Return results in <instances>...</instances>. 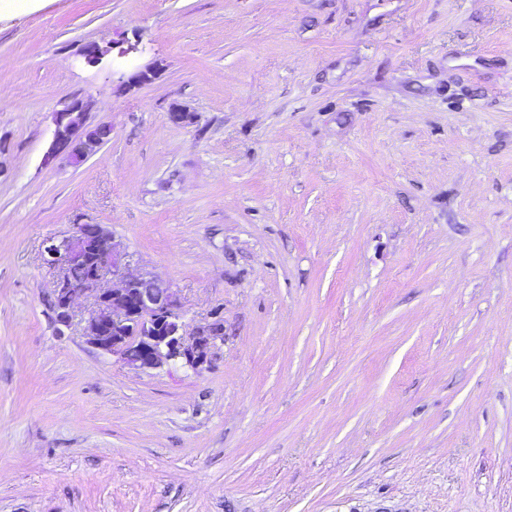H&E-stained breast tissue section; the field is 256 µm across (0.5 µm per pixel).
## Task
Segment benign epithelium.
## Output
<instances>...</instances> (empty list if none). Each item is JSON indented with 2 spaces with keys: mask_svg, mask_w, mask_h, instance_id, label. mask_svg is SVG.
Returning a JSON list of instances; mask_svg holds the SVG:
<instances>
[{
  "mask_svg": "<svg viewBox=\"0 0 512 512\" xmlns=\"http://www.w3.org/2000/svg\"><path fill=\"white\" fill-rule=\"evenodd\" d=\"M109 53L95 42L82 50L89 64ZM87 109L84 101L72 99L55 112L47 158L62 155L76 165L105 145L86 124ZM46 253L47 262L59 268L51 295L55 322L70 326L75 298H93L84 336L128 365L153 370L180 362L196 369L209 362L216 340L223 339L224 325L216 312L185 334L174 289L148 274H128V253L100 225L92 241L86 238L84 225H73L72 233L48 246Z\"/></svg>",
  "mask_w": 512,
  "mask_h": 512,
  "instance_id": "benign-epithelium-1",
  "label": "benign epithelium"
}]
</instances>
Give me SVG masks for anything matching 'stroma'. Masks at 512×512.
<instances>
[{"mask_svg": "<svg viewBox=\"0 0 512 512\" xmlns=\"http://www.w3.org/2000/svg\"><path fill=\"white\" fill-rule=\"evenodd\" d=\"M73 98L112 137L45 163ZM0 143V512H512V0H27ZM76 224L210 363L56 327Z\"/></svg>", "mask_w": 512, "mask_h": 512, "instance_id": "stroma-1", "label": "stroma"}]
</instances>
